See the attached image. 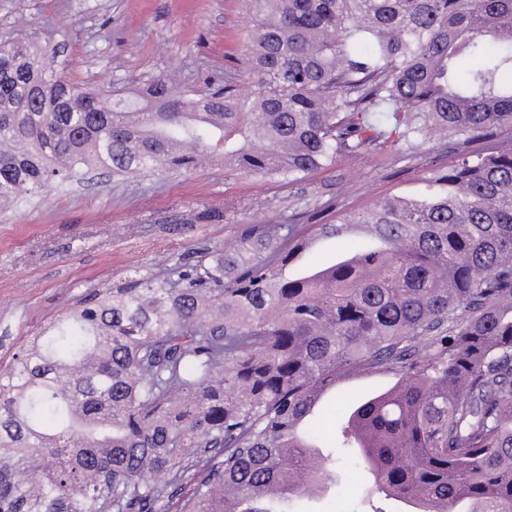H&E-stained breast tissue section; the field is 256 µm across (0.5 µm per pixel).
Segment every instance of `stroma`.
<instances>
[{
    "mask_svg": "<svg viewBox=\"0 0 512 512\" xmlns=\"http://www.w3.org/2000/svg\"><path fill=\"white\" fill-rule=\"evenodd\" d=\"M253 24L243 0H0V46L58 50L78 87L135 90L154 76L206 93L232 79L253 88L243 63ZM448 144L398 155L380 148L290 182L245 175L221 162L189 171L118 177L91 169L29 200L0 207V367L94 290L163 275L206 247H224L247 224H332L376 200L419 198ZM386 372L337 382L318 413L387 389ZM336 482L290 512H353L354 465L333 433Z\"/></svg>",
    "mask_w": 512,
    "mask_h": 512,
    "instance_id": "1",
    "label": "stroma"
}]
</instances>
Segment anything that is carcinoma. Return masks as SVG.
Listing matches in <instances>:
<instances>
[{"label":"carcinoma","mask_w":512,"mask_h":512,"mask_svg":"<svg viewBox=\"0 0 512 512\" xmlns=\"http://www.w3.org/2000/svg\"><path fill=\"white\" fill-rule=\"evenodd\" d=\"M253 92L167 78L83 91L54 56L0 48V203L82 170L219 158L300 180L371 146L457 158L423 199L314 233L354 243L291 276L310 233L249 224L162 277L96 293L0 371V510L287 512L321 492L310 429L336 380L390 372L336 415L363 497L512 512V0H245ZM480 142L483 149L466 151ZM191 494L181 495L185 483Z\"/></svg>","instance_id":"1"}]
</instances>
